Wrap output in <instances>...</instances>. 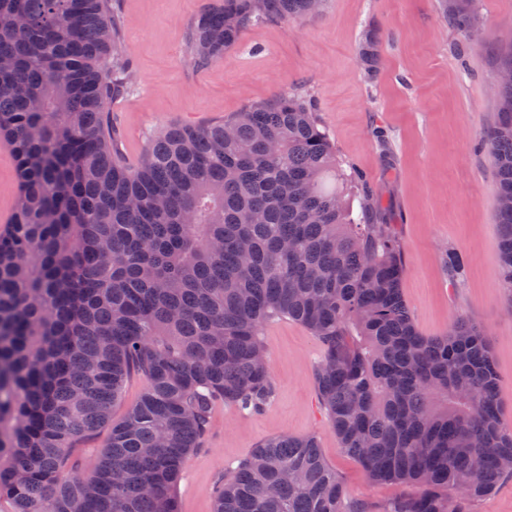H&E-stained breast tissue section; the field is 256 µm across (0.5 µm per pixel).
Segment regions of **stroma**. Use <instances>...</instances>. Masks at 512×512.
<instances>
[{
	"mask_svg": "<svg viewBox=\"0 0 512 512\" xmlns=\"http://www.w3.org/2000/svg\"><path fill=\"white\" fill-rule=\"evenodd\" d=\"M213 0H119L121 40L135 74L129 94L105 109L125 162L139 166L150 137L168 125L230 118L281 88H302L345 169L360 173L403 248V296L422 335L445 334L457 318L482 327L499 375L502 421L512 427V291L499 275L497 180L481 140L499 110L498 63L512 52V0H478L477 34L466 37L441 0H325L294 22L251 27L223 59L190 65L185 31ZM379 43L366 73L365 33ZM466 263L451 287L442 255ZM264 340L275 385L262 410L216 404L201 448L188 455L177 486L179 512H213L222 475L267 438L314 435L347 493L382 508L417 486L375 483L345 454L322 409L315 381L321 348L301 324L268 322Z\"/></svg>",
	"mask_w": 512,
	"mask_h": 512,
	"instance_id": "obj_1",
	"label": "stroma"
}]
</instances>
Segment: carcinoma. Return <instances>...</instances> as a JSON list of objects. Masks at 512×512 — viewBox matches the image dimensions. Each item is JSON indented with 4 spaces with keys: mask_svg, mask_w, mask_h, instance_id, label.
<instances>
[{
    "mask_svg": "<svg viewBox=\"0 0 512 512\" xmlns=\"http://www.w3.org/2000/svg\"><path fill=\"white\" fill-rule=\"evenodd\" d=\"M323 0H221L195 14L189 63L208 68L252 25ZM473 31V0H452ZM111 0H0V138L19 182L0 233V503L7 512H178L174 488L214 406L274 394L264 325L320 344L318 398L369 477L412 483L385 512H470L512 477L488 338L460 319L422 335L406 271L375 202H342L328 133L299 89L227 120L167 126L129 168L104 106L132 88ZM379 60L375 38L360 48ZM484 135L498 198H512V81ZM499 274L512 292V207H498ZM448 282L465 264L447 251ZM134 376L146 386L117 422ZM108 430L90 472L84 441ZM214 512H370L313 436L272 437L214 488Z\"/></svg>",
    "mask_w": 512,
    "mask_h": 512,
    "instance_id": "carcinoma-1",
    "label": "carcinoma"
}]
</instances>
